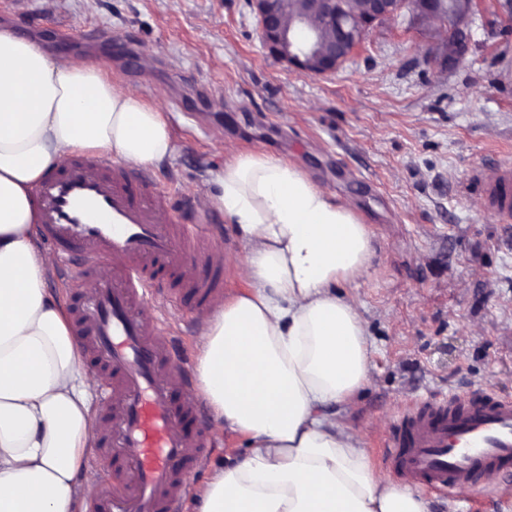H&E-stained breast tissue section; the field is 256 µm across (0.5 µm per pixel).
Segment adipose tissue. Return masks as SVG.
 <instances>
[{
  "label": "adipose tissue",
  "instance_id": "ef3b65f1",
  "mask_svg": "<svg viewBox=\"0 0 512 512\" xmlns=\"http://www.w3.org/2000/svg\"><path fill=\"white\" fill-rule=\"evenodd\" d=\"M173 151L162 112L99 62L0 30V512H82L98 485L95 381L46 288L34 189L75 153L152 167ZM201 200L235 224L250 288L203 317L195 371L249 448L212 471L196 512H431L334 413L369 372L366 322L341 292L372 257L354 204L264 152L227 161Z\"/></svg>",
  "mask_w": 512,
  "mask_h": 512
}]
</instances>
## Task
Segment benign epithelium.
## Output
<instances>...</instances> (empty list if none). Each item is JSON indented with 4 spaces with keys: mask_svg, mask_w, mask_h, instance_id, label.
Instances as JSON below:
<instances>
[{
    "mask_svg": "<svg viewBox=\"0 0 512 512\" xmlns=\"http://www.w3.org/2000/svg\"><path fill=\"white\" fill-rule=\"evenodd\" d=\"M251 0L261 38L281 61L299 70L321 75L335 70L358 47L368 29L405 12L424 22L448 17V62L469 51L468 23L478 0H458L443 11V0H365L363 12L337 8L339 0Z\"/></svg>",
    "mask_w": 512,
    "mask_h": 512,
    "instance_id": "benign-epithelium-1",
    "label": "benign epithelium"
}]
</instances>
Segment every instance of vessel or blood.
<instances>
[{
	"mask_svg": "<svg viewBox=\"0 0 512 512\" xmlns=\"http://www.w3.org/2000/svg\"><path fill=\"white\" fill-rule=\"evenodd\" d=\"M150 185L148 171L82 156L35 190L58 276L96 282L91 293L74 294L71 307L81 348L102 372L100 397L111 413L104 445L118 475L89 512H182L183 473L213 446L194 425L202 403L168 312L186 296L199 306L222 303L225 254L213 242L223 227ZM485 198L512 222L511 163L498 164ZM383 459L415 486L474 484L512 461V400L490 393L418 402L402 413Z\"/></svg>",
	"mask_w": 512,
	"mask_h": 512,
	"instance_id": "vessel-or-blood-1",
	"label": "vessel or blood"
}]
</instances>
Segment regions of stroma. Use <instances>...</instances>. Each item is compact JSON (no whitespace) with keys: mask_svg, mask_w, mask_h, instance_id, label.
Returning <instances> with one entry per match:
<instances>
[{"mask_svg":"<svg viewBox=\"0 0 512 512\" xmlns=\"http://www.w3.org/2000/svg\"><path fill=\"white\" fill-rule=\"evenodd\" d=\"M54 56L92 58L157 105L175 150L153 187L198 198L226 161L284 157L352 201L368 224V274L346 288L367 323L370 383L347 416L388 480L383 444L423 398L492 392L512 399V223L483 203L475 168L512 161V18L481 0L470 50L445 55L448 22L404 15L371 27L336 70L310 75L263 43L250 0H0V26ZM96 29L104 37L88 42ZM214 443L190 491L246 451L202 416ZM433 512H502L512 467L496 482L428 491Z\"/></svg>","mask_w":512,"mask_h":512,"instance_id":"1","label":"stroma"}]
</instances>
